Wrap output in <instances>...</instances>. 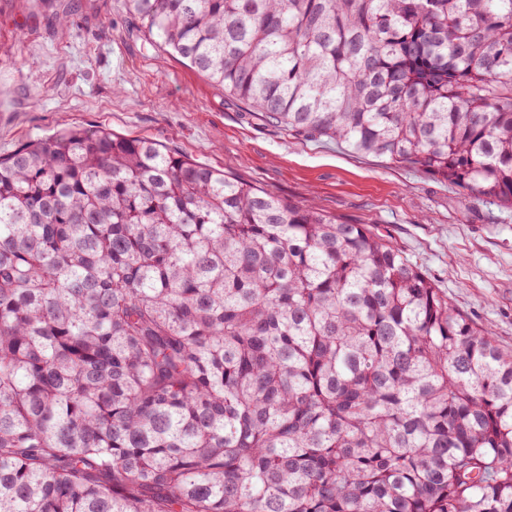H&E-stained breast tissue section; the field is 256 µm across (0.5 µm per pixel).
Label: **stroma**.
Masks as SVG:
<instances>
[{
	"label": "stroma",
	"instance_id": "35a3bbf8",
	"mask_svg": "<svg viewBox=\"0 0 512 512\" xmlns=\"http://www.w3.org/2000/svg\"><path fill=\"white\" fill-rule=\"evenodd\" d=\"M71 125L154 140L369 225L512 347L511 210L261 121L151 45L125 0H0V156Z\"/></svg>",
	"mask_w": 512,
	"mask_h": 512
}]
</instances>
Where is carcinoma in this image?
I'll use <instances>...</instances> for the list:
<instances>
[{
	"instance_id": "1",
	"label": "carcinoma",
	"mask_w": 512,
	"mask_h": 512,
	"mask_svg": "<svg viewBox=\"0 0 512 512\" xmlns=\"http://www.w3.org/2000/svg\"><path fill=\"white\" fill-rule=\"evenodd\" d=\"M304 141L512 210V0H127ZM0 512H512V348L404 253L152 140L0 158Z\"/></svg>"
}]
</instances>
